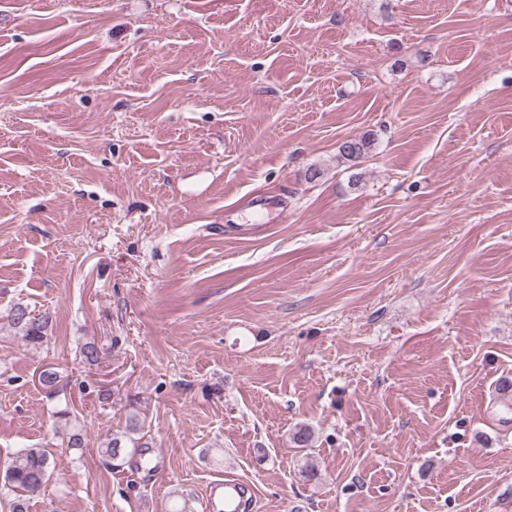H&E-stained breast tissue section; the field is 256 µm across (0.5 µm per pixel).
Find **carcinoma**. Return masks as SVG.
<instances>
[{
	"mask_svg": "<svg viewBox=\"0 0 512 512\" xmlns=\"http://www.w3.org/2000/svg\"><path fill=\"white\" fill-rule=\"evenodd\" d=\"M371 148L368 136L343 142L338 149L337 159L341 163H354ZM0 319L7 321L9 327L20 332V339L33 349L42 346L48 339V330L53 317L48 313L34 315L23 306L11 308ZM141 421L136 412H131L126 421V431L114 434L104 443L101 455L106 465L116 469L124 464L127 455H143ZM56 467V461L43 448H27L18 452L0 478L3 487L14 494L10 503V512H28L27 501L30 496L40 492L50 476V470Z\"/></svg>",
	"mask_w": 512,
	"mask_h": 512,
	"instance_id": "cac0c4a2",
	"label": "carcinoma"
}]
</instances>
